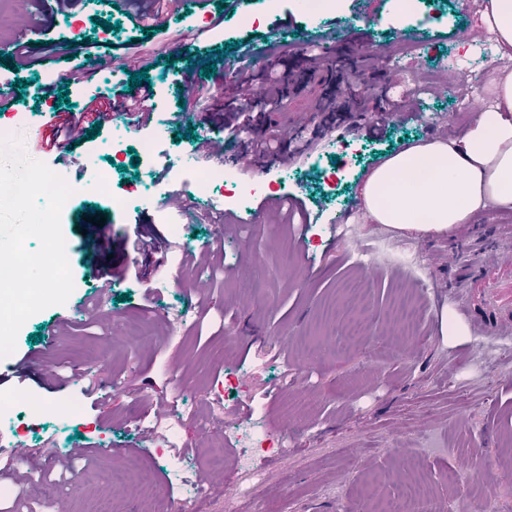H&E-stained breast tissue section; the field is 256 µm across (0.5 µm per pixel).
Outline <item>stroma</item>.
Instances as JSON below:
<instances>
[{"label": "stroma", "instance_id": "obj_1", "mask_svg": "<svg viewBox=\"0 0 512 512\" xmlns=\"http://www.w3.org/2000/svg\"><path fill=\"white\" fill-rule=\"evenodd\" d=\"M217 0H162L147 21L125 16L104 0H71L67 12L56 0H29L26 11L0 12V45L24 38L37 64L17 69L0 63V79L26 80L15 106L0 125L18 137L47 121L59 92L83 106L97 95L126 93L128 78L105 74L68 84L87 65L91 48L120 49L130 73L148 70L155 91L151 123L128 127L131 139L157 137L156 161L139 164L138 186L146 193L122 209L90 184L92 173L70 168L58 155L29 150L67 179L75 193L60 224L74 290L67 302L30 317L16 350L0 360V445L17 439L26 457L0 454V512H373L377 497L400 496L421 477L435 497L464 512H512V348L475 333L460 307L470 269L490 249H512L503 225L512 212L486 211L448 233L399 230L371 223L361 187L389 155L414 143L460 136L468 122L455 112V83L441 77L421 98L391 94L392 86L454 63L478 57L482 0H432L428 11L403 18L397 0H337L308 24L299 0H243L220 26H213ZM252 13L256 25H238ZM120 23L116 32L94 29L93 20ZM153 26L143 35V25ZM285 42L288 55L276 69L287 73L294 57L314 55L318 68L302 90L268 112L258 94L266 138L282 150L265 165L235 167L242 182L287 177L288 197L302 211L288 215L278 191L256 195L236 217L212 211L202 198L184 195V157L204 167L216 159L198 153V141L223 135L239 149V131L225 128L222 110L240 98L231 56L216 47L251 40L264 50L266 37ZM347 39L348 58L325 56L327 37ZM417 49L392 74L380 71L379 56L400 41ZM215 60L213 76L189 70L190 57ZM344 82L348 101L365 81L352 111L323 112L325 85ZM193 91L180 93L182 80ZM114 114L100 134L76 149L91 165L129 154H113ZM181 197L192 221L176 244L158 211ZM106 211L112 240L88 251L78 231L89 206ZM346 216L353 237L338 235L335 217ZM249 249H242V241ZM413 256L414 265L404 263ZM115 271L110 291L99 275ZM367 296L362 334L346 341L351 286ZM416 296L422 309L414 335L398 337L391 319L394 299ZM131 299L120 302L121 294ZM337 305L335 321L322 320ZM152 319L151 334L139 320ZM41 333L39 343L28 337ZM237 370L240 401L224 399V369ZM180 391V436L185 458L172 471L166 449L146 431ZM64 399L81 404L72 418L55 416ZM263 410V424L288 439L276 458L238 465L234 440L229 463L211 470V483L195 484L210 438L202 415L249 421ZM153 486L141 498L126 476L129 463Z\"/></svg>", "mask_w": 512, "mask_h": 512}]
</instances>
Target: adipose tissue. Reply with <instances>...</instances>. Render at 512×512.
<instances>
[{
    "mask_svg": "<svg viewBox=\"0 0 512 512\" xmlns=\"http://www.w3.org/2000/svg\"><path fill=\"white\" fill-rule=\"evenodd\" d=\"M481 24L512 56V0H487ZM492 103L473 115L462 138L435 139L389 156L368 175L365 210L374 223L434 231L469 223L473 214L512 209V70L493 69L484 87Z\"/></svg>",
    "mask_w": 512,
    "mask_h": 512,
    "instance_id": "adipose-tissue-1",
    "label": "adipose tissue"
}]
</instances>
